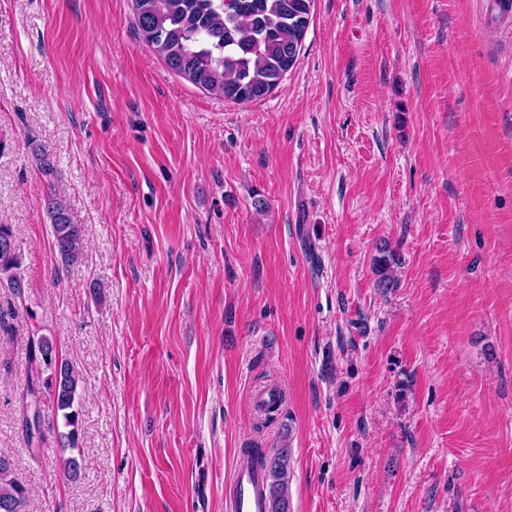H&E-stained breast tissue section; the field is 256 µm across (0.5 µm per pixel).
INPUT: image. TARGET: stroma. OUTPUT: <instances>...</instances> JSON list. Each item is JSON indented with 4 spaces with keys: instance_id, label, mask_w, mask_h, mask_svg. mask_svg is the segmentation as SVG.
Instances as JSON below:
<instances>
[{
    "instance_id": "obj_1",
    "label": "stroma",
    "mask_w": 512,
    "mask_h": 512,
    "mask_svg": "<svg viewBox=\"0 0 512 512\" xmlns=\"http://www.w3.org/2000/svg\"><path fill=\"white\" fill-rule=\"evenodd\" d=\"M487 2L315 0L294 68L238 104L151 53L131 0H0L25 293L0 284V455L26 512H228L243 449L284 444L292 512H512V23ZM52 196L86 228L70 267ZM41 336L81 377L74 478L49 386L22 424ZM402 265L400 254L387 244L378 248L373 260V270L377 276V286L384 290L395 288L398 283L396 268Z\"/></svg>"
}]
</instances>
